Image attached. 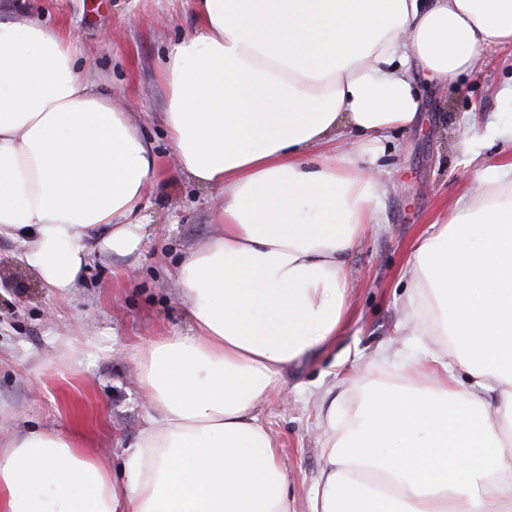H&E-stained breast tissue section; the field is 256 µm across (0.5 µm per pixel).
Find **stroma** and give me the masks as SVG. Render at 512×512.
<instances>
[{
  "label": "stroma",
  "instance_id": "obj_1",
  "mask_svg": "<svg viewBox=\"0 0 512 512\" xmlns=\"http://www.w3.org/2000/svg\"><path fill=\"white\" fill-rule=\"evenodd\" d=\"M14 10L66 29L103 88L123 98L158 155L157 178L142 212L146 239L122 257L93 256L83 283L67 296L42 283L14 239L0 236V438L39 431L79 447L119 454L144 423L147 405L130 347L153 336L190 331L173 289L189 249L217 231L216 191L177 172L169 153L166 90L158 77L168 42L192 32V0H13ZM512 83V49L483 50L471 75L444 86L417 80L420 112L410 128L387 135L380 159L390 193L381 223L367 229L350 257L351 313L335 340L292 363L285 398L262 417L277 437L295 512H308L324 457L320 405L360 373L390 381L397 362L374 363L384 347L399 359L423 355L429 339L399 330L410 245L425 224L452 206L480 167L512 157V144L487 126L512 110L501 97ZM468 127L474 153L445 133Z\"/></svg>",
  "mask_w": 512,
  "mask_h": 512
}]
</instances>
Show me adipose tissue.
<instances>
[{
    "label": "adipose tissue",
    "mask_w": 512,
    "mask_h": 512,
    "mask_svg": "<svg viewBox=\"0 0 512 512\" xmlns=\"http://www.w3.org/2000/svg\"><path fill=\"white\" fill-rule=\"evenodd\" d=\"M196 2L161 69L176 169L221 194L219 232L176 272L192 330L132 346L149 412L120 470L10 438L0 512H294L261 405L347 320L350 256L388 192L382 138L416 120V76L512 48V0ZM82 54L0 18V235L64 293L93 253L139 250L157 172ZM474 180L412 242L400 328L434 349L323 410L309 512H512V162Z\"/></svg>",
    "instance_id": "1"
}]
</instances>
